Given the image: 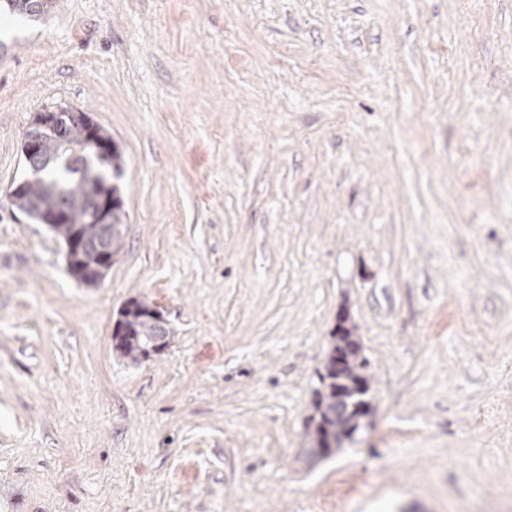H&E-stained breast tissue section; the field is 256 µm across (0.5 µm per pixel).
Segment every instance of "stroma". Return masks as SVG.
Listing matches in <instances>:
<instances>
[{
    "instance_id": "35a3bbf8",
    "label": "stroma",
    "mask_w": 512,
    "mask_h": 512,
    "mask_svg": "<svg viewBox=\"0 0 512 512\" xmlns=\"http://www.w3.org/2000/svg\"><path fill=\"white\" fill-rule=\"evenodd\" d=\"M0 42V512H512V0H57ZM51 104L125 161L95 285L9 201ZM343 309L371 410L315 461ZM149 308L145 301L131 299L120 310V318L116 322L124 333L116 338L112 336L113 350L133 363H140L153 354H159L168 345V341L164 344V341H158L161 336L166 339L169 336L165 321L161 314L155 316Z\"/></svg>"
}]
</instances>
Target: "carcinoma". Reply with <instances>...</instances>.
Returning <instances> with one entry per match:
<instances>
[{"label":"carcinoma","mask_w":512,"mask_h":512,"mask_svg":"<svg viewBox=\"0 0 512 512\" xmlns=\"http://www.w3.org/2000/svg\"><path fill=\"white\" fill-rule=\"evenodd\" d=\"M55 0H0V12L36 17L47 12ZM89 116L71 111L60 122V129L49 130L34 121L29 132L39 138L35 164L41 172L36 180L9 193L11 205L38 224H51L55 212H65L62 222L50 231L64 242L75 236L79 251L76 264L83 268L112 259L123 246L121 226L124 224L118 180L123 175L124 160L119 149L112 151L102 163L86 146ZM112 194V223L95 219L103 196ZM117 323L123 335L112 339L113 350L133 363L147 360L163 351L158 338L168 337L169 330L162 316L149 311L144 301L132 299L119 312ZM343 341L350 348V365L338 372L331 362H325L318 372L320 387L315 390V413L308 426V453L326 457L330 447H321L322 436L338 428H360L370 410L369 384L363 374L368 360L362 354L359 337L347 335Z\"/></svg>","instance_id":"cac0c4a2"}]
</instances>
